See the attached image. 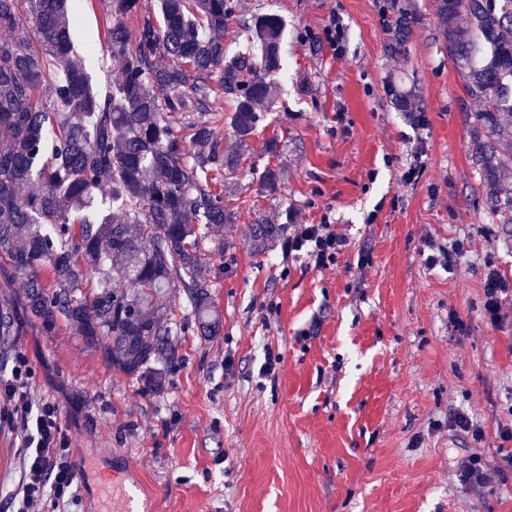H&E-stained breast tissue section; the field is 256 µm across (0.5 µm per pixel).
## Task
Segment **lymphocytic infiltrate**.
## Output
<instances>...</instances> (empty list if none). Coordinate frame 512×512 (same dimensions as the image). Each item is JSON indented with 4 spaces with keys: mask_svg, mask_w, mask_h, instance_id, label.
I'll return each mask as SVG.
<instances>
[{
    "mask_svg": "<svg viewBox=\"0 0 512 512\" xmlns=\"http://www.w3.org/2000/svg\"><path fill=\"white\" fill-rule=\"evenodd\" d=\"M346 240L330 224H299L282 244L284 256L306 252L315 267L330 266ZM30 374L26 356H19L7 385L14 399L15 428L20 436L21 472L12 490L16 512H32L43 502L60 507L75 496V465L67 448L57 406L34 400L27 390Z\"/></svg>",
    "mask_w": 512,
    "mask_h": 512,
    "instance_id": "f902f5d3",
    "label": "lymphocytic infiltrate"
}]
</instances>
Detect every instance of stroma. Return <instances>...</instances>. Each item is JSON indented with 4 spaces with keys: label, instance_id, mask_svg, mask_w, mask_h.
I'll return each instance as SVG.
<instances>
[{
    "label": "stroma",
    "instance_id": "obj_1",
    "mask_svg": "<svg viewBox=\"0 0 512 512\" xmlns=\"http://www.w3.org/2000/svg\"><path fill=\"white\" fill-rule=\"evenodd\" d=\"M75 52L94 89L118 76L104 49L109 0H82ZM237 16L283 21L279 102L229 184L237 218L228 251L208 268L218 335L180 316L176 364L161 390L112 368L66 327L46 332L24 307L25 280L0 265V376L25 353L34 399L54 402L73 459L84 461L65 512H96L113 484L154 512H512V296L503 320L483 317L493 262L512 281V223L484 203L470 159L463 81L438 38L433 0H400L417 24L410 52L388 54L386 0H237ZM340 46L324 37L330 19ZM415 87L427 125L386 93ZM279 165L276 193L259 182ZM292 207L296 223L330 220L347 245L318 268L254 251L256 216ZM454 263L427 266L424 242ZM468 412L480 439L450 427ZM13 404L0 394V512L17 479ZM502 467L481 493L455 471L471 456Z\"/></svg>",
    "mask_w": 512,
    "mask_h": 512
}]
</instances>
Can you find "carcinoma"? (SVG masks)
Listing matches in <instances>:
<instances>
[{"mask_svg": "<svg viewBox=\"0 0 512 512\" xmlns=\"http://www.w3.org/2000/svg\"><path fill=\"white\" fill-rule=\"evenodd\" d=\"M439 39L461 69L471 113V158L488 208L512 215V0H434ZM235 0H110L105 43L121 63L107 91L93 90L73 51L69 0H0V260L26 278L29 315L52 332L63 323L88 345L105 343L112 367L158 386L181 327L177 295L206 336L212 315L206 260L224 256L234 223L224 176L242 154L224 151L208 111L235 101L233 136L245 146L272 111L282 70L281 19L256 17L257 52L229 54L224 33ZM136 21L129 28L125 19ZM388 50L409 53L412 17L395 10ZM393 108L414 96L391 83ZM187 119L178 133L171 118ZM284 225H252L256 248Z\"/></svg>", "mask_w": 512, "mask_h": 512, "instance_id": "obj_1", "label": "carcinoma"}]
</instances>
